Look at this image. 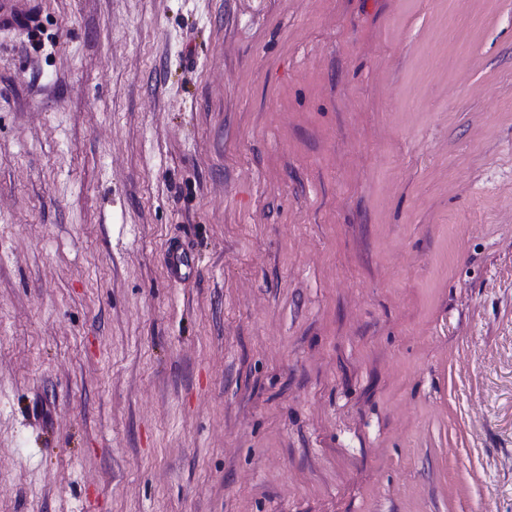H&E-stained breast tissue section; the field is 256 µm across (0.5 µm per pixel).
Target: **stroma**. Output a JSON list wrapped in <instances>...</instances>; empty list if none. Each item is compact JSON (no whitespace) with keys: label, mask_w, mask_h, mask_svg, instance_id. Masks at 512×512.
I'll list each match as a JSON object with an SVG mask.
<instances>
[{"label":"stroma","mask_w":512,"mask_h":512,"mask_svg":"<svg viewBox=\"0 0 512 512\" xmlns=\"http://www.w3.org/2000/svg\"><path fill=\"white\" fill-rule=\"evenodd\" d=\"M17 7L0 512H512V0Z\"/></svg>","instance_id":"1"}]
</instances>
